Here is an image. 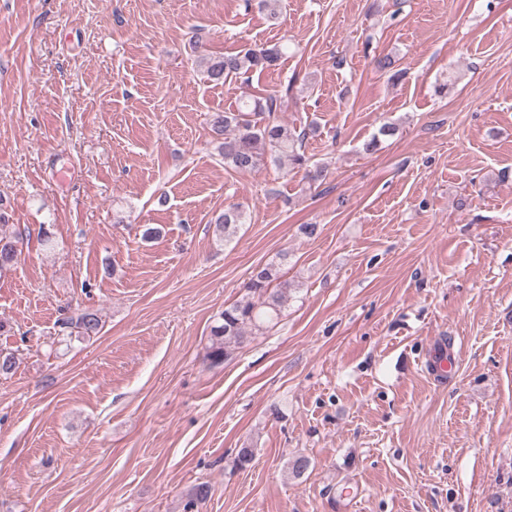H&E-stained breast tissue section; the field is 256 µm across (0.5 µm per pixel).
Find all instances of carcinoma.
<instances>
[{
    "instance_id": "1",
    "label": "carcinoma",
    "mask_w": 512,
    "mask_h": 512,
    "mask_svg": "<svg viewBox=\"0 0 512 512\" xmlns=\"http://www.w3.org/2000/svg\"><path fill=\"white\" fill-rule=\"evenodd\" d=\"M286 46L255 45L235 54L205 55L197 58V66L207 80L224 82L255 72L270 70L277 66ZM280 109V96L270 94L242 103L232 112H214L209 126L217 143L218 156L224 167L236 172H251L260 169L267 159L287 160L294 167L308 166L304 151L307 132H300L275 117ZM217 231L226 239L233 235L238 225L244 223L243 212L230 206L213 219ZM288 260V254L280 257L279 263H268L253 268L246 284V295L224 308L210 329L211 345L207 360L212 365H221L231 359L251 336L265 331L278 323L282 308L293 284L282 279L280 263ZM18 263L16 237L0 228V272ZM69 327L82 337L96 336L101 331V318L97 310L85 308L76 318L66 321ZM210 487L206 483L194 486L184 505V512H193L197 503L208 498Z\"/></svg>"
}]
</instances>
